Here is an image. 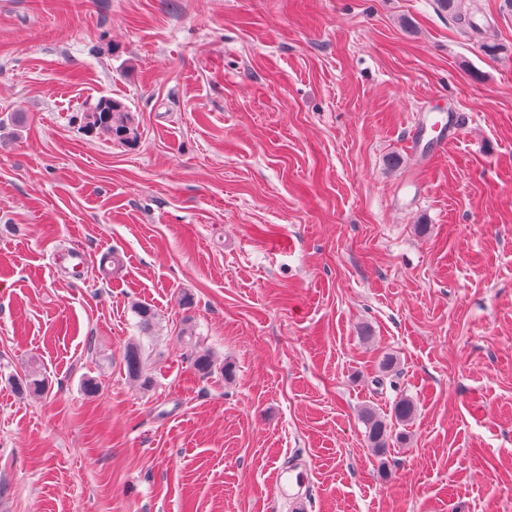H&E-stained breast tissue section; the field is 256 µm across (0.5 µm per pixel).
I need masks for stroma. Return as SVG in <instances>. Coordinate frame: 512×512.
<instances>
[{"instance_id":"obj_1","label":"stroma","mask_w":512,"mask_h":512,"mask_svg":"<svg viewBox=\"0 0 512 512\" xmlns=\"http://www.w3.org/2000/svg\"><path fill=\"white\" fill-rule=\"evenodd\" d=\"M471 7L0 0V512H512V11ZM87 119L90 131L98 135L123 142L136 138L132 115L114 99L100 98ZM130 377L140 380L144 386L150 383L149 378L143 374V350L140 345H129L124 356ZM362 419L366 425L368 442L378 450H384L388 446L390 430L386 422L372 408L362 411Z\"/></svg>"}]
</instances>
